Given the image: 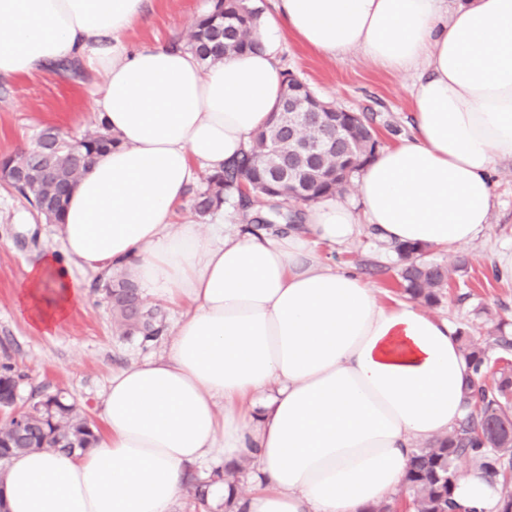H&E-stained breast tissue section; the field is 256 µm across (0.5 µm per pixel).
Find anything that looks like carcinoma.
Segmentation results:
<instances>
[{
  "instance_id": "cac0c4a2",
  "label": "carcinoma",
  "mask_w": 512,
  "mask_h": 512,
  "mask_svg": "<svg viewBox=\"0 0 512 512\" xmlns=\"http://www.w3.org/2000/svg\"><path fill=\"white\" fill-rule=\"evenodd\" d=\"M262 9L255 0H214L212 8L196 23L186 49L195 53L206 66L224 61V56L246 52L256 46ZM292 96L309 100L322 110L321 128L312 134L324 140L339 134L351 146L352 153L340 150L326 156L322 170L307 182L304 196L296 195L288 182L274 179L280 163L273 148L280 135V112L252 139L247 151L226 163L220 171L209 173L193 199V210L201 220L226 204L247 205L241 189L245 184L255 197L269 203L268 211L247 225L250 231L275 230L277 224H299L300 204L334 199L350 185L351 176L374 156L378 139L365 115L345 122L344 115L318 97L305 83L286 73L282 99ZM117 143L112 131L101 124L80 136L61 134L56 146L42 145L14 157L0 160V165L21 167L27 177L11 182V187L31 204L48 222L60 220L67 204L64 189L76 185V177L87 170L95 155ZM402 266L401 288L405 297L427 307L440 303L448 282L466 272L467 261L460 258L452 266L435 263L426 249L413 245L395 247ZM112 314L124 339L138 338L143 343L158 340L165 334L164 315L145 306L138 283L126 273L101 277ZM460 349L469 376L463 401L466 412L448 434L413 449L403 486L410 492L414 512H470L453 496L458 463L467 460L493 477L512 470V443L497 437L490 424L512 423V366L497 371L493 386L484 378L491 367L489 349H512V340L504 335L488 336L484 343L474 340L466 330H458ZM19 377L5 372L0 375V401L14 399ZM24 426H0V460L28 450L74 452L88 448L95 439L96 424L73 403L58 397L33 400L22 414Z\"/></svg>"
}]
</instances>
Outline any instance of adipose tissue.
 Wrapping results in <instances>:
<instances>
[{
  "instance_id": "ef3b65f1",
  "label": "adipose tissue",
  "mask_w": 512,
  "mask_h": 512,
  "mask_svg": "<svg viewBox=\"0 0 512 512\" xmlns=\"http://www.w3.org/2000/svg\"><path fill=\"white\" fill-rule=\"evenodd\" d=\"M148 0H0V77L86 61L103 83L99 119L119 137L81 176L61 250L28 266L16 306L48 336L83 288L73 265L126 271L183 313L166 353L113 371L97 439L72 454L34 451L0 469L8 512H173L186 471L231 466L254 448L248 493L209 488L234 512H368L400 487L412 445L463 415L457 332L411 301L387 305L319 246L368 225L390 245L462 246L493 206L490 176L512 160V0H275L253 50L203 68L191 52L131 47ZM337 58L357 50L408 72L410 137L378 152L340 200L271 235L174 221L199 171L246 150L284 87L283 35ZM455 496L498 512L478 469Z\"/></svg>"
}]
</instances>
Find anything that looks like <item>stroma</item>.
Wrapping results in <instances>:
<instances>
[{
    "label": "stroma",
    "instance_id": "1",
    "mask_svg": "<svg viewBox=\"0 0 512 512\" xmlns=\"http://www.w3.org/2000/svg\"><path fill=\"white\" fill-rule=\"evenodd\" d=\"M206 0H150L143 21L129 33L131 47L184 45ZM293 73L325 100L351 112L367 113L388 147L412 133L410 87L413 73L394 72L356 53L334 61L285 39L280 55ZM101 75L86 65L76 71L56 67L0 82V158L31 149L40 130L54 125L72 134L99 121L95 85ZM495 205L484 234L458 247L431 249L427 257L453 265L468 259V272L446 288L433 316L447 319L478 336L496 328L512 336V283L498 273L497 253L512 244V161L500 162L492 177ZM57 225L44 223L13 188L0 183V367L21 374V397L37 390L60 392L91 419H98L104 389L112 372L132 360L163 355V342L141 345L115 332L112 312L98 288V271L75 265L85 289L84 302L70 321L50 336L31 331L15 304L17 282L26 267L48 249L60 247ZM326 262L350 269L376 289L380 300H398L401 262L393 248L377 241L369 228L341 246L320 249Z\"/></svg>",
    "mask_w": 512,
    "mask_h": 512
}]
</instances>
